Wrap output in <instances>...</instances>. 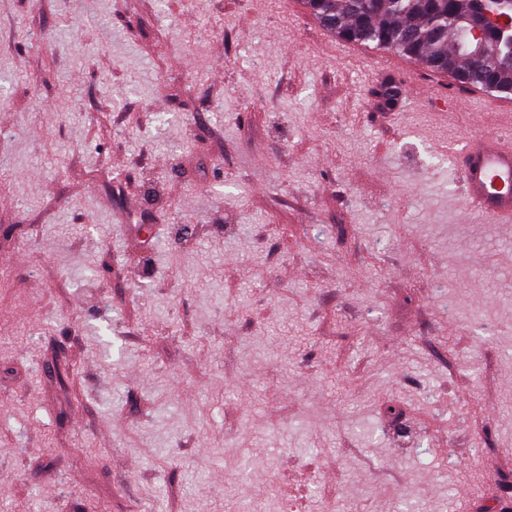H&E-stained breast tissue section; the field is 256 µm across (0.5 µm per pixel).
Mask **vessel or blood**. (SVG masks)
I'll list each match as a JSON object with an SVG mask.
<instances>
[{"label": "vessel or blood", "instance_id": "vessel-or-blood-1", "mask_svg": "<svg viewBox=\"0 0 512 512\" xmlns=\"http://www.w3.org/2000/svg\"><path fill=\"white\" fill-rule=\"evenodd\" d=\"M453 159L468 207L482 211L490 222L512 223V138L469 137Z\"/></svg>", "mask_w": 512, "mask_h": 512}]
</instances>
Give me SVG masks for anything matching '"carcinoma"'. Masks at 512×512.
Returning <instances> with one entry per match:
<instances>
[{
  "label": "carcinoma",
  "mask_w": 512,
  "mask_h": 512,
  "mask_svg": "<svg viewBox=\"0 0 512 512\" xmlns=\"http://www.w3.org/2000/svg\"><path fill=\"white\" fill-rule=\"evenodd\" d=\"M490 0H304L319 23L351 41L395 51L460 83L512 93V46L481 24Z\"/></svg>",
  "instance_id": "cac0c4a2"
}]
</instances>
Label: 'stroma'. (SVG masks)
<instances>
[{
    "label": "stroma",
    "mask_w": 512,
    "mask_h": 512,
    "mask_svg": "<svg viewBox=\"0 0 512 512\" xmlns=\"http://www.w3.org/2000/svg\"><path fill=\"white\" fill-rule=\"evenodd\" d=\"M477 132L512 111L302 0H0V512L512 499Z\"/></svg>",
    "instance_id": "stroma-1"
}]
</instances>
